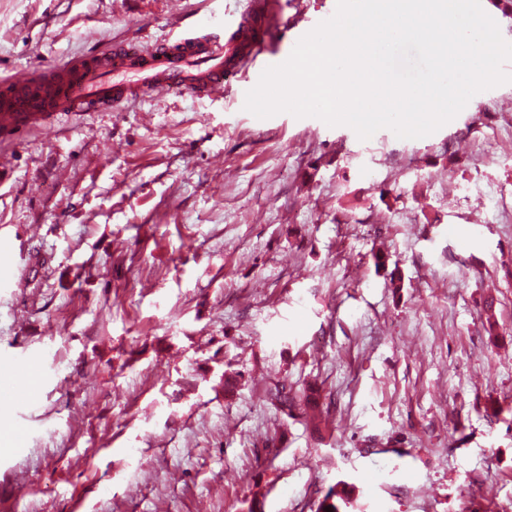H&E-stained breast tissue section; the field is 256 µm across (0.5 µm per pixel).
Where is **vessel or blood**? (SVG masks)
<instances>
[{"label": "vessel or blood", "mask_w": 512, "mask_h": 512, "mask_svg": "<svg viewBox=\"0 0 512 512\" xmlns=\"http://www.w3.org/2000/svg\"><path fill=\"white\" fill-rule=\"evenodd\" d=\"M281 27L278 0H249L239 21L185 25L172 38L143 46L117 42L49 69L26 68L0 80V139L53 127L59 114L109 112L145 95L223 93L246 64L260 62L269 34ZM16 379L0 385V405L23 408L44 373L40 356L13 360Z\"/></svg>", "instance_id": "1"}]
</instances>
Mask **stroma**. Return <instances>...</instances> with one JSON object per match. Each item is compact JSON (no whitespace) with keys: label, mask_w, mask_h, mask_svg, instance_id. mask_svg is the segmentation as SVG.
Returning <instances> with one entry per match:
<instances>
[{"label":"stroma","mask_w":512,"mask_h":512,"mask_svg":"<svg viewBox=\"0 0 512 512\" xmlns=\"http://www.w3.org/2000/svg\"><path fill=\"white\" fill-rule=\"evenodd\" d=\"M290 55L336 0H281ZM247 0H0V77ZM170 94L0 142V512H512V83L400 139ZM316 385V409L266 388ZM17 378L9 384L0 385L1 407L24 408L34 401L32 381L44 373L40 356L21 354L12 361ZM343 483H337L334 488H330L326 494L318 500L316 504V512H327L326 507H330L333 512H342L343 506L347 507L349 503L347 493L342 486Z\"/></svg>","instance_id":"35a3bbf8"}]
</instances>
